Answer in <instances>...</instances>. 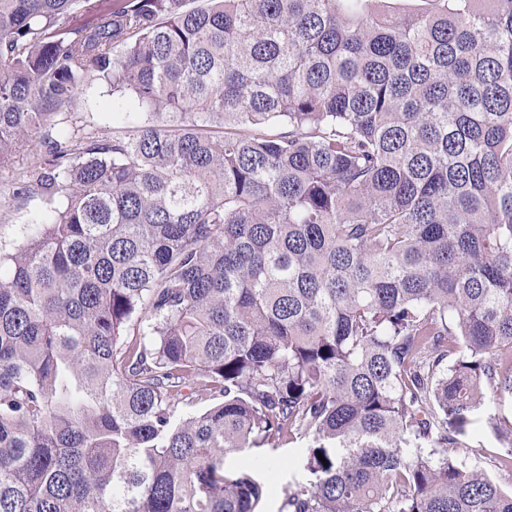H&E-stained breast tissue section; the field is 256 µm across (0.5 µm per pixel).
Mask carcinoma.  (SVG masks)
Masks as SVG:
<instances>
[{
	"mask_svg": "<svg viewBox=\"0 0 512 512\" xmlns=\"http://www.w3.org/2000/svg\"><path fill=\"white\" fill-rule=\"evenodd\" d=\"M187 2L0 0V512H256L295 435L282 512H512V0ZM93 73L147 119L55 138ZM29 149L17 154L12 168L0 172V248L9 249L19 243L24 227L36 222L44 209L39 198L21 206L12 200L14 183L26 169L29 157L33 153L44 152L46 147L33 138ZM490 413L512 425V393L504 392L494 399H485L480 414L470 424L458 449L459 458L467 466H478L495 478L501 487L512 489V472L498 468V459L510 454L512 436L509 439L499 436L486 423V414ZM307 448V439L294 438L277 442L275 448L266 445L230 454L225 458V466L228 470L249 466L269 488L266 503L256 511L279 512L285 493L311 479L305 467Z\"/></svg>",
	"mask_w": 512,
	"mask_h": 512,
	"instance_id": "1",
	"label": "carcinoma"
}]
</instances>
